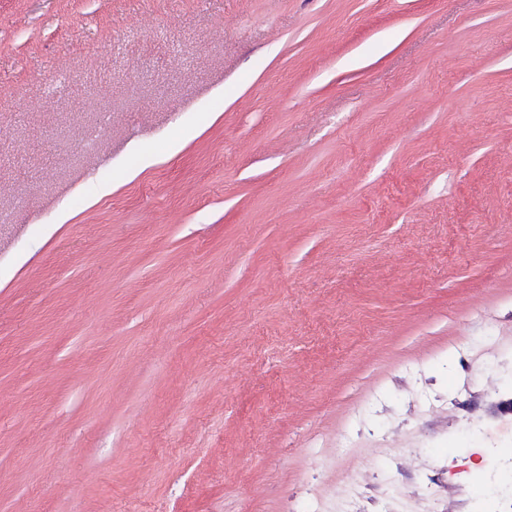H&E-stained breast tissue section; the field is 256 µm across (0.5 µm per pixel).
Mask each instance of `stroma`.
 I'll return each instance as SVG.
<instances>
[{"label": "stroma", "instance_id": "1", "mask_svg": "<svg viewBox=\"0 0 512 512\" xmlns=\"http://www.w3.org/2000/svg\"><path fill=\"white\" fill-rule=\"evenodd\" d=\"M512 388V0H0V512H470Z\"/></svg>", "mask_w": 512, "mask_h": 512}]
</instances>
